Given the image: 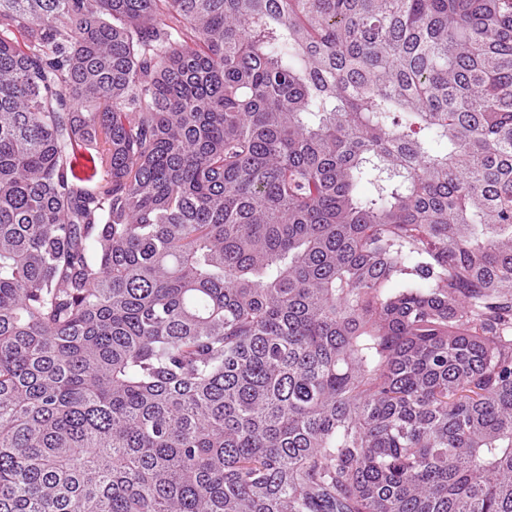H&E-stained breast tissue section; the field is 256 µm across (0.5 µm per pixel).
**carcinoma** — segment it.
<instances>
[{
  "mask_svg": "<svg viewBox=\"0 0 512 512\" xmlns=\"http://www.w3.org/2000/svg\"><path fill=\"white\" fill-rule=\"evenodd\" d=\"M0 512H512V0H0Z\"/></svg>",
  "mask_w": 512,
  "mask_h": 512,
  "instance_id": "carcinoma-1",
  "label": "carcinoma"
}]
</instances>
